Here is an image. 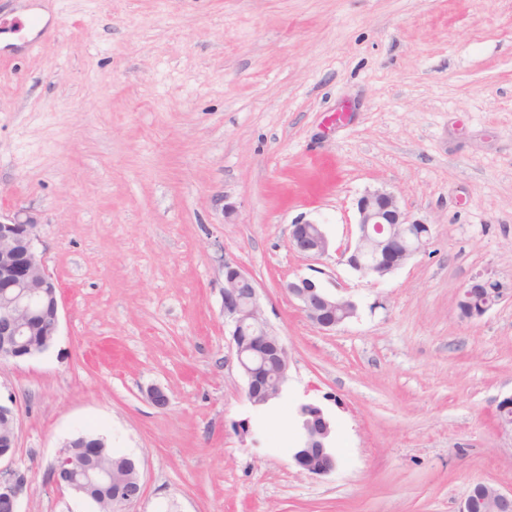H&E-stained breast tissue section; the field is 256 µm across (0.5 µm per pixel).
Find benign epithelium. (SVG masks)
<instances>
[{
  "label": "benign epithelium",
  "mask_w": 512,
  "mask_h": 512,
  "mask_svg": "<svg viewBox=\"0 0 512 512\" xmlns=\"http://www.w3.org/2000/svg\"><path fill=\"white\" fill-rule=\"evenodd\" d=\"M357 237L340 252V261L362 278L382 280L422 252L431 237L426 220L402 209L397 197L384 188L362 194L356 200ZM39 218L30 210L0 215V361L32 358L48 351L60 330L57 283L46 270L38 251ZM290 246L312 260L325 256L330 240L323 224L301 218L290 225ZM224 325L229 328L237 365L247 385V398L259 408L278 399L288 382V351L269 325L260 305L253 278L232 259H224ZM288 295L309 321L322 331H332L357 315L352 298L332 292L319 282L299 277L286 285ZM506 294L498 280L477 277L461 289L457 309L460 318L483 317ZM497 425L512 436V396L496 405ZM0 423L9 434L0 436V512H20L21 497L28 489L23 470L11 465L17 448L19 410L13 398L0 401ZM300 440L292 459L302 471L316 476L336 469V450L331 447L332 427L323 410L304 404L299 411ZM88 467L67 440L52 467L51 481L85 498L86 485L74 474ZM126 505L140 500L142 482L138 466L128 480ZM494 512H512V490L503 492L475 485L460 502L458 512H473L487 499Z\"/></svg>",
  "instance_id": "1"
}]
</instances>
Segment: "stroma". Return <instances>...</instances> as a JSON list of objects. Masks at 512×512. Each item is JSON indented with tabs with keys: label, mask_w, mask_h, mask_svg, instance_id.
<instances>
[{
	"label": "stroma",
	"mask_w": 512,
	"mask_h": 512,
	"mask_svg": "<svg viewBox=\"0 0 512 512\" xmlns=\"http://www.w3.org/2000/svg\"><path fill=\"white\" fill-rule=\"evenodd\" d=\"M378 187L432 238L376 282L339 253ZM18 209L61 304L49 351L0 362L20 512H96L49 478L87 430L139 466L126 512H457L476 484L512 490V295L457 309L476 275L512 288V0H0V212ZM301 217L331 240L320 260L289 244ZM227 257L288 350L264 411L224 327ZM298 277L357 317L315 328ZM304 403L333 427L326 476L292 459Z\"/></svg>",
	"instance_id": "35a3bbf8"
}]
</instances>
